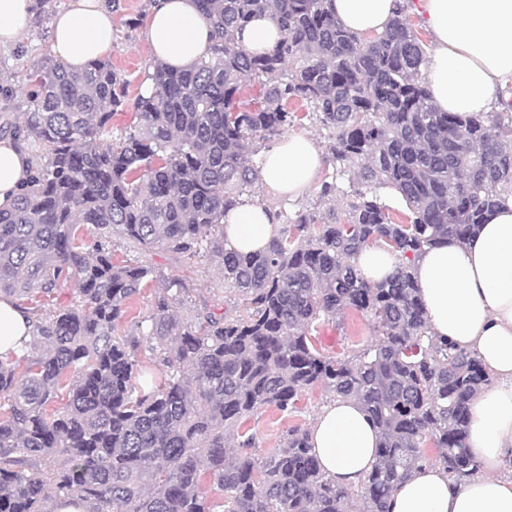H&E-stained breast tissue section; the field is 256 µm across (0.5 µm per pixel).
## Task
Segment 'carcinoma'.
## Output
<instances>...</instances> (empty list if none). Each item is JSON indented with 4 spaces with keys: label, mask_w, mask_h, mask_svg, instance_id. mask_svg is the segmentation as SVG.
<instances>
[{
    "label": "carcinoma",
    "mask_w": 512,
    "mask_h": 512,
    "mask_svg": "<svg viewBox=\"0 0 512 512\" xmlns=\"http://www.w3.org/2000/svg\"><path fill=\"white\" fill-rule=\"evenodd\" d=\"M196 4L214 32L210 52L184 70L153 65L155 93L134 100L115 141L105 135L126 81L110 62L72 71L46 58L30 73L31 108L10 132L33 149V174L0 209V295L36 319L31 351L0 360V512H56L69 500L85 512H214L206 482L223 492L224 512H387L427 442L449 474L474 476L469 411L491 376L474 353L434 339L411 269L512 201V101L468 118L440 111L404 7L361 38L329 0ZM263 14L282 37L253 54L239 32ZM291 100L327 131L330 162L357 171L346 192L332 174L314 205L273 211L268 246L240 253L224 218L258 182L251 156L300 120ZM382 189L405 203L406 221H393ZM88 224L90 250L78 242ZM114 235L219 262L242 308L226 316L205 305L185 323L171 279L154 293L147 331L116 335L153 268L115 262ZM376 241L398 259L381 283L355 264ZM72 280L69 302L42 309ZM346 310L370 315L375 342L326 356L314 323ZM151 340L166 371L145 387L138 352ZM315 385L357 400L380 431L353 511L355 490L325 476L304 427L262 458L250 436L227 452V434L250 414L292 409Z\"/></svg>",
    "instance_id": "carcinoma-1"
}]
</instances>
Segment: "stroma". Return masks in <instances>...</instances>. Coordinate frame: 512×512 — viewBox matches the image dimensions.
<instances>
[{
  "label": "stroma",
  "mask_w": 512,
  "mask_h": 512,
  "mask_svg": "<svg viewBox=\"0 0 512 512\" xmlns=\"http://www.w3.org/2000/svg\"><path fill=\"white\" fill-rule=\"evenodd\" d=\"M69 0H45L40 22L29 23L24 40L7 49H0V81L14 91L11 100L0 97V122L21 120L28 111L26 75L40 60L52 57L51 25L55 15L65 9ZM151 8L150 0H122V8L113 16L114 46L108 56L113 69L127 80V97L135 99L141 93L143 76L152 63L151 50L143 37L144 21ZM113 259L122 264L150 263L157 272L156 279L145 282L140 294L129 300L126 313L117 326L118 334L134 332L138 323L148 319L155 288L161 278L181 279L185 286L178 306L182 319L194 316L202 301H210L219 312L234 314L239 298L225 288L224 274L218 265L205 258L175 259L164 248L142 252L124 239L112 240ZM316 335L323 354L347 357L375 340L369 316L349 310L341 317L320 322ZM331 397L322 387L306 389L296 403L295 411L283 412L267 406L250 415L243 426L252 435L254 451L264 456L280 447L289 428L311 427L322 407Z\"/></svg>",
  "instance_id": "obj_1"
}]
</instances>
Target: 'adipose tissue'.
Instances as JSON below:
<instances>
[{
  "label": "adipose tissue",
  "mask_w": 512,
  "mask_h": 512,
  "mask_svg": "<svg viewBox=\"0 0 512 512\" xmlns=\"http://www.w3.org/2000/svg\"><path fill=\"white\" fill-rule=\"evenodd\" d=\"M398 0H331L338 22L358 35L383 32ZM32 0H0V47L24 38ZM434 36L428 67L432 99L462 116L491 111L512 80V0H413ZM112 8L106 0H71L51 26L52 49L64 66L80 70L112 48ZM154 61L185 69L207 53L212 30L194 0H154L145 29ZM322 167V153L305 136L272 140L264 149L260 182L269 192L297 199ZM31 169L16 140H0V208L12 205ZM229 244L263 249L274 227L259 204L228 213ZM419 297L435 337L477 353L493 378L473 399L467 447L483 475L455 482L442 467L420 463L398 485L390 512H512V204L494 211L465 243L428 250L413 264ZM31 318L0 299V359L20 354L32 336ZM312 451L323 473L350 487L373 470L379 431L352 399L326 406L311 429Z\"/></svg>",
  "instance_id": "adipose-tissue-1"
}]
</instances>
